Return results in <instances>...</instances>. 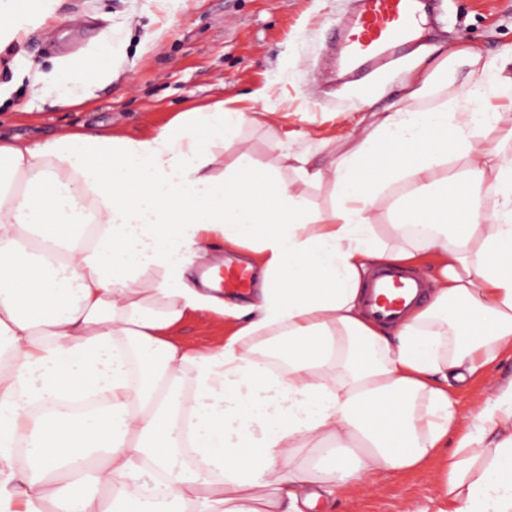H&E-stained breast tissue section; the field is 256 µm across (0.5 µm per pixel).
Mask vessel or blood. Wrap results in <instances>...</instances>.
I'll use <instances>...</instances> for the list:
<instances>
[{
    "label": "vessel or blood",
    "mask_w": 512,
    "mask_h": 512,
    "mask_svg": "<svg viewBox=\"0 0 512 512\" xmlns=\"http://www.w3.org/2000/svg\"><path fill=\"white\" fill-rule=\"evenodd\" d=\"M422 0H362L354 49L373 66L374 52L383 45L408 48L420 21ZM428 284L418 274L391 264L381 265L365 284L362 306L368 317L386 324L402 322L408 308L425 303Z\"/></svg>",
    "instance_id": "1"
}]
</instances>
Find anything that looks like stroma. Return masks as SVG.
I'll return each instance as SVG.
<instances>
[{
    "instance_id": "35a3bbf8",
    "label": "stroma",
    "mask_w": 512,
    "mask_h": 512,
    "mask_svg": "<svg viewBox=\"0 0 512 512\" xmlns=\"http://www.w3.org/2000/svg\"><path fill=\"white\" fill-rule=\"evenodd\" d=\"M354 11L355 0H61L55 17L0 53V140L41 141L64 128L147 136L178 113L218 101L251 106L261 91L270 124L240 134L254 164L276 165L282 141L328 162L351 140L364 102L382 108L397 100L418 61L435 62V45L473 46L487 56L512 45V0H434L417 48L364 76H341L334 39ZM106 59L112 81L84 104H55L33 86L34 75L49 83ZM234 329L232 319L193 313L170 337L204 352ZM511 380L512 358L503 357L452 396L459 410L471 411L491 386ZM439 468L435 460L324 495L303 512H438Z\"/></svg>"
}]
</instances>
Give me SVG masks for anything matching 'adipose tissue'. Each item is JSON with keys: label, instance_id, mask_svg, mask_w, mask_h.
<instances>
[{"label": "adipose tissue", "instance_id": "obj_1", "mask_svg": "<svg viewBox=\"0 0 512 512\" xmlns=\"http://www.w3.org/2000/svg\"><path fill=\"white\" fill-rule=\"evenodd\" d=\"M59 2L0 0V52ZM111 79L72 70L53 92ZM436 81L446 99L420 107ZM508 86L512 46L450 54L397 103H365L325 166L283 151L259 169L244 147L225 163L269 112L220 102L143 137L0 144V512H300L436 458L438 512H512V382L468 416L451 396L512 356V124L488 104ZM323 183L321 211L306 189ZM214 237L263 268L247 307L184 281ZM427 255L428 305L368 320L371 263ZM195 312L236 329L189 351L167 332Z\"/></svg>", "mask_w": 512, "mask_h": 512}]
</instances>
